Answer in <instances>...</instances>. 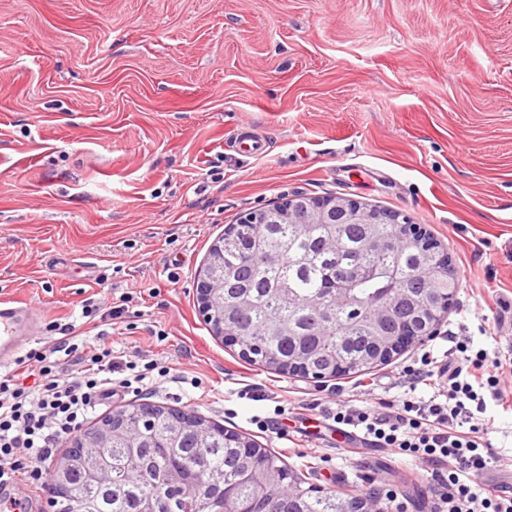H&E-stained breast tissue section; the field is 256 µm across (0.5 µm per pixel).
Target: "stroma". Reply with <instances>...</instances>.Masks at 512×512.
I'll list each match as a JSON object with an SVG mask.
<instances>
[{"instance_id": "35a3bbf8", "label": "stroma", "mask_w": 512, "mask_h": 512, "mask_svg": "<svg viewBox=\"0 0 512 512\" xmlns=\"http://www.w3.org/2000/svg\"><path fill=\"white\" fill-rule=\"evenodd\" d=\"M267 151L243 156L238 134ZM297 193L396 212L430 233L458 280L445 337L512 353V0H0V300H34L84 330L82 302L126 304L115 351L176 380L149 403L248 436L307 484L430 512L413 459L263 432L329 390L405 397V350L313 379L244 359L212 335L196 276L225 227ZM165 339H157V330ZM256 396H242L245 385ZM512 483V412L490 407Z\"/></svg>"}]
</instances>
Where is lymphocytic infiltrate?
<instances>
[{
    "label": "lymphocytic infiltrate",
    "instance_id": "f902f5d3",
    "mask_svg": "<svg viewBox=\"0 0 512 512\" xmlns=\"http://www.w3.org/2000/svg\"><path fill=\"white\" fill-rule=\"evenodd\" d=\"M29 349L0 375V480L16 479L38 497L52 493L51 463L57 448L75 436L91 414L117 393L152 392L171 382L170 369L122 359L107 332L94 337L75 325ZM410 386L439 382L437 395L398 403L355 397L323 407L324 418L358 431L360 444L414 458L431 472L432 512H512V491L483 482L497 461L488 438L495 418L489 406L512 411V355L473 350L455 336L448 363L428 353L405 367Z\"/></svg>",
    "mask_w": 512,
    "mask_h": 512
}]
</instances>
